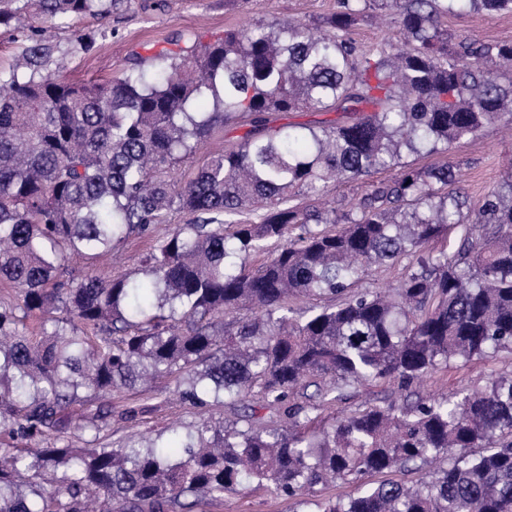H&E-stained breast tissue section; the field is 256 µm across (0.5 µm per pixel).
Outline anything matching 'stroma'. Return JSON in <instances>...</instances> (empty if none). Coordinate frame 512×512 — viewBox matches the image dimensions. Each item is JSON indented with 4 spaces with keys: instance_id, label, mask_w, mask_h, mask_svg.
<instances>
[{
    "instance_id": "stroma-1",
    "label": "stroma",
    "mask_w": 512,
    "mask_h": 512,
    "mask_svg": "<svg viewBox=\"0 0 512 512\" xmlns=\"http://www.w3.org/2000/svg\"><path fill=\"white\" fill-rule=\"evenodd\" d=\"M335 10L336 0H122L110 16L87 15L58 25L53 38L56 51L46 72L52 76L66 74L76 82L112 80L132 68L149 74L156 69L157 56L163 51L204 45L244 24L266 25L288 18L320 31ZM447 29L448 40L453 44L512 41V13H462L449 17ZM89 40L94 47L88 51L84 44ZM403 159L415 168L452 164L460 176L462 196L475 203L493 187L512 179V133L502 125L491 124L477 135L455 142L448 153H407ZM149 245V238L132 236L117 255L100 257L89 272L104 279H143V261ZM510 373L512 350L503 349L465 364L450 363L448 368L426 378L420 387L408 391L401 390L392 380L350 389L345 399L326 408L322 417L330 423L336 416L357 411L366 403L400 402L410 394H444L461 387L481 389L491 379ZM107 407L112 410V426L102 432L99 443L110 448L131 439L168 438L173 431L182 432L210 419L230 423L244 412L239 404L193 407L161 381L157 382L155 392L125 390L112 395L110 400L89 402L84 411L94 415ZM130 407L138 408V416L124 418V410ZM283 508L281 500L273 495L243 490L225 494L219 500H204L194 512H282Z\"/></svg>"
}]
</instances>
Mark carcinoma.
Here are the masks:
<instances>
[{
  "mask_svg": "<svg viewBox=\"0 0 512 512\" xmlns=\"http://www.w3.org/2000/svg\"><path fill=\"white\" fill-rule=\"evenodd\" d=\"M119 0H0V28L37 32ZM376 6L398 43L362 49L351 37ZM512 13V0H336L327 30L291 20L241 27L187 55L167 52L152 76L76 84L44 74L54 45L39 36L0 76V280L20 303L0 306V432L34 444L0 448V512H84L103 495L119 512H192L251 483L304 503L329 479L361 483L393 468L444 461L413 486L381 482L317 512H512V374L484 389L373 405L315 431V412L343 389L386 379L408 390L452 360L512 349V198L492 189L469 207L491 227L453 255L429 245L464 201L452 167L400 165L401 150L448 151L496 121L512 99V42L448 49V17ZM315 129L264 127L267 112H363ZM231 121L252 129L213 152L190 181L167 176ZM398 168L349 210L298 207L330 178ZM252 218L239 221L245 206ZM177 210L194 216L154 236ZM154 238L146 279L75 275L132 235ZM267 253L255 269L241 254ZM413 257L382 293L351 291L375 265ZM341 297L294 316L288 297ZM64 310L66 317L51 316ZM246 309V320L224 316ZM53 330L28 335L30 313ZM185 374L194 407L228 399L278 413L274 426L203 421L168 441L81 451L57 445L75 407ZM315 400L290 403L301 387ZM111 411L83 419L100 432ZM62 471L61 494L23 475Z\"/></svg>",
  "mask_w": 512,
  "mask_h": 512,
  "instance_id": "1",
  "label": "carcinoma"
}]
</instances>
